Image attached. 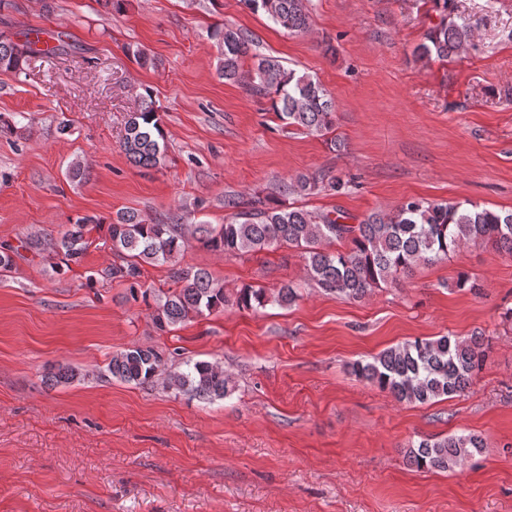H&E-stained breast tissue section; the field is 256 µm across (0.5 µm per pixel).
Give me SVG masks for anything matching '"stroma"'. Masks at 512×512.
Wrapping results in <instances>:
<instances>
[{
  "instance_id": "35a3bbf8",
  "label": "stroma",
  "mask_w": 512,
  "mask_h": 512,
  "mask_svg": "<svg viewBox=\"0 0 512 512\" xmlns=\"http://www.w3.org/2000/svg\"><path fill=\"white\" fill-rule=\"evenodd\" d=\"M291 35L244 0H5L0 33L59 32L53 61L0 72V245L83 216L134 209L162 224H220L224 200L274 199L348 223L414 198L512 210V0H453L474 38L447 61L416 50L439 16L433 0H306ZM254 44L332 94L330 137L284 125L269 98L217 72L211 26ZM153 58L141 65L133 48ZM165 133L162 166L119 148L142 88ZM70 120L59 135L60 120ZM91 164L71 179L72 162ZM302 174L315 194L286 193ZM340 176L342 189L327 180ZM81 264L26 254L0 274V512H512V255L471 244L399 283L342 300L305 282L299 250L254 255L189 248L226 294L294 282L291 306L228 305L158 331L125 285L97 280L113 260L92 230ZM477 291L460 289V274ZM483 335L487 360L462 394L397 401L352 362L414 338ZM154 347L223 365L236 389L205 401L107 372L113 353ZM78 380L48 386L56 364ZM472 433L482 451L455 472L407 465L409 442Z\"/></svg>"
}]
</instances>
